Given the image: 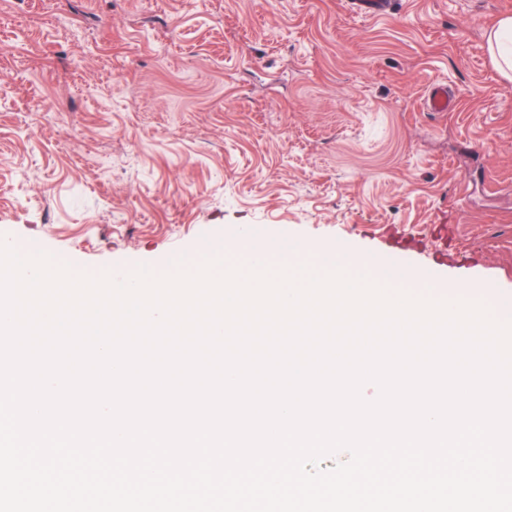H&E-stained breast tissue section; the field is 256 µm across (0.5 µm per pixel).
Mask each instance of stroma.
<instances>
[{
	"mask_svg": "<svg viewBox=\"0 0 512 512\" xmlns=\"http://www.w3.org/2000/svg\"><path fill=\"white\" fill-rule=\"evenodd\" d=\"M346 2L0 0V238L162 274L261 224L512 295V0ZM490 50L499 68L509 75L512 72V16L499 19L490 40ZM451 106L447 87L442 83H434L424 99V110L427 112H448Z\"/></svg>",
	"mask_w": 512,
	"mask_h": 512,
	"instance_id": "35a3bbf8",
	"label": "stroma"
}]
</instances>
